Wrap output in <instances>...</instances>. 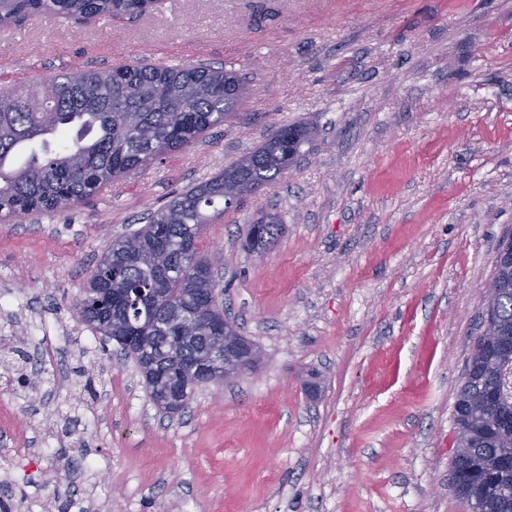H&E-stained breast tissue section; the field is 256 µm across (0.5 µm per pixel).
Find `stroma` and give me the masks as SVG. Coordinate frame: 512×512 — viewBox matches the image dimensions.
Returning a JSON list of instances; mask_svg holds the SVG:
<instances>
[{"mask_svg":"<svg viewBox=\"0 0 512 512\" xmlns=\"http://www.w3.org/2000/svg\"><path fill=\"white\" fill-rule=\"evenodd\" d=\"M199 62L238 71L230 122L52 215L0 222V336L39 390L0 382V498L15 512H469L449 478L484 283L512 235V0H158L139 19H27L0 82ZM312 127L275 184L205 226L257 369L150 400L72 315L110 242L284 124ZM279 214L266 254L251 222Z\"/></svg>","mask_w":512,"mask_h":512,"instance_id":"35a3bbf8","label":"stroma"}]
</instances>
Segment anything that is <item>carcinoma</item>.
<instances>
[{
  "label": "carcinoma",
  "instance_id": "carcinoma-1",
  "mask_svg": "<svg viewBox=\"0 0 512 512\" xmlns=\"http://www.w3.org/2000/svg\"><path fill=\"white\" fill-rule=\"evenodd\" d=\"M153 0H0V26L29 15L54 14L83 21L142 15ZM244 100L237 73L201 64H129L102 70H73L26 85L0 84V218L53 213L80 204L143 165L161 161L230 121ZM69 140L62 152L48 134ZM310 140L308 128L283 125L255 149L209 181L173 198L136 232L112 240L103 260L73 307L84 323L110 339L129 330L145 337L163 369L177 372L197 358L206 336L201 324L224 319L219 283L201 254L202 231L216 214L231 208L224 189L270 185L282 178ZM42 154L5 167L24 144ZM221 202L223 208L215 207ZM190 324L189 339L167 340L168 322ZM496 369L475 352L455 406L457 446L465 453L452 464V484L469 509L512 512V469L497 456L512 452V428L487 393Z\"/></svg>",
  "mask_w": 512,
  "mask_h": 512
}]
</instances>
